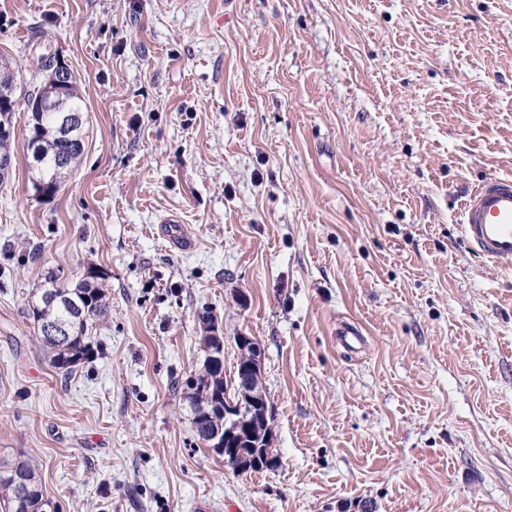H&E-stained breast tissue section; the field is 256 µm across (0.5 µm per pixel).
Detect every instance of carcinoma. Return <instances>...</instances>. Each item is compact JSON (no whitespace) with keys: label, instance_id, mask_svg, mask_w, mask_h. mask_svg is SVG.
Returning <instances> with one entry per match:
<instances>
[{"label":"carcinoma","instance_id":"obj_1","mask_svg":"<svg viewBox=\"0 0 512 512\" xmlns=\"http://www.w3.org/2000/svg\"><path fill=\"white\" fill-rule=\"evenodd\" d=\"M9 58H3L0 68V98L8 97L11 103L0 105V157L14 156V128L12 112L20 101H31L38 95L30 91L18 94L19 70L8 65ZM27 147L31 152L29 167L36 174L33 187L36 193L44 191L43 184L53 185L50 199L58 193L64 179L77 166L84 154L81 130L62 134L56 128L55 119L48 114L31 113L28 124ZM108 273L97 277H83L78 283L69 286L60 277L49 276L50 291L55 300L39 301L29 305L28 319L38 326L46 321L67 327L68 339L59 342L37 333L39 345L49 353L51 366L62 373L70 374L81 362L91 355V333L110 312V304L103 281ZM212 384L205 392L191 395L184 393L194 406L224 393V377L211 376ZM0 504L5 512H44L48 505L44 497L37 461L24 453L8 460L0 458Z\"/></svg>","mask_w":512,"mask_h":512}]
</instances>
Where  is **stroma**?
<instances>
[{
  "instance_id": "1",
  "label": "stroma",
  "mask_w": 512,
  "mask_h": 512,
  "mask_svg": "<svg viewBox=\"0 0 512 512\" xmlns=\"http://www.w3.org/2000/svg\"><path fill=\"white\" fill-rule=\"evenodd\" d=\"M44 52L85 152L37 196L14 112L0 458L35 455L55 512H512V268L461 223L512 177V0H0L24 85ZM90 266L110 314L65 376L28 304ZM204 311L225 377L236 336L264 349L276 468L195 437Z\"/></svg>"
}]
</instances>
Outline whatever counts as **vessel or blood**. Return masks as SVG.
I'll return each mask as SVG.
<instances>
[{"label":"vessel or blood","mask_w":512,"mask_h":512,"mask_svg":"<svg viewBox=\"0 0 512 512\" xmlns=\"http://www.w3.org/2000/svg\"><path fill=\"white\" fill-rule=\"evenodd\" d=\"M468 247L484 260L512 264V177H498L468 194L461 210Z\"/></svg>","instance_id":"1"}]
</instances>
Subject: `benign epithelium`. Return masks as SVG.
Returning <instances> with one entry per match:
<instances>
[{
	"mask_svg": "<svg viewBox=\"0 0 512 512\" xmlns=\"http://www.w3.org/2000/svg\"><path fill=\"white\" fill-rule=\"evenodd\" d=\"M69 79V66L58 62L37 102L40 111L59 113L58 121L65 131L82 121L81 116L64 113L60 107V94L69 85ZM201 323L209 337V344L204 346L205 361L212 368H222L224 337L218 334L208 314L201 315ZM235 341L238 355L233 375L234 396H218L195 407L194 420L216 423L203 429L199 441L224 456L234 471L247 474L261 463L269 469L276 467L279 457L270 453L274 432L263 381L264 350L255 338L245 334L236 336Z\"/></svg>",
	"mask_w": 512,
	"mask_h": 512,
	"instance_id": "7a95c632",
	"label": "benign epithelium"
}]
</instances>
